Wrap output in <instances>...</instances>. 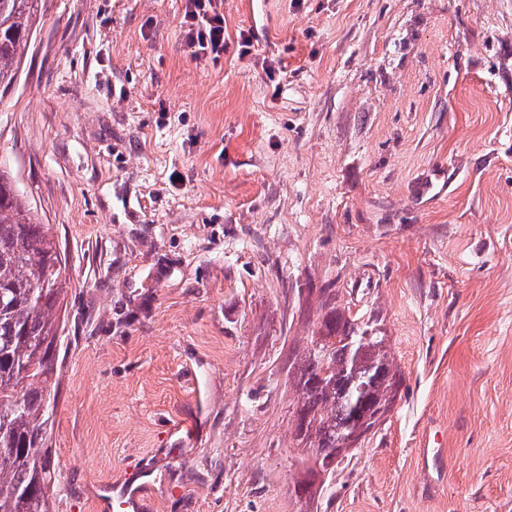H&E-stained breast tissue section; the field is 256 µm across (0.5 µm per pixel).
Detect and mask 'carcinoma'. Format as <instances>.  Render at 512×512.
Here are the masks:
<instances>
[{
    "label": "carcinoma",
    "instance_id": "obj_1",
    "mask_svg": "<svg viewBox=\"0 0 512 512\" xmlns=\"http://www.w3.org/2000/svg\"><path fill=\"white\" fill-rule=\"evenodd\" d=\"M44 0H0V91L14 86ZM57 244L0 170V512H52L50 404L57 401L66 273L41 284ZM293 441L316 463L368 419L387 415L403 383L386 337L328 308L295 361Z\"/></svg>",
    "mask_w": 512,
    "mask_h": 512
}]
</instances>
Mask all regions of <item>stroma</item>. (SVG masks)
Wrapping results in <instances>:
<instances>
[{"label": "stroma", "mask_w": 512, "mask_h": 512, "mask_svg": "<svg viewBox=\"0 0 512 512\" xmlns=\"http://www.w3.org/2000/svg\"><path fill=\"white\" fill-rule=\"evenodd\" d=\"M184 7L45 0L0 98L71 281L54 512L129 483L152 512H512V0H223L215 64ZM330 296L403 384L309 503L291 366Z\"/></svg>", "instance_id": "stroma-1"}]
</instances>
